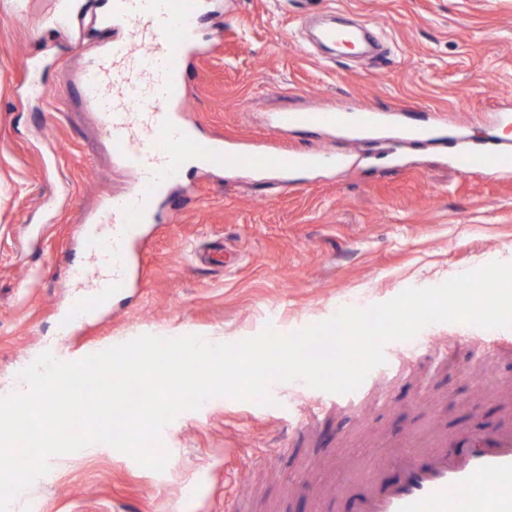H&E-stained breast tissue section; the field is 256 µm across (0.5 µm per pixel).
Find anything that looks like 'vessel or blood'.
<instances>
[{
	"label": "vessel or blood",
	"mask_w": 512,
	"mask_h": 512,
	"mask_svg": "<svg viewBox=\"0 0 512 512\" xmlns=\"http://www.w3.org/2000/svg\"><path fill=\"white\" fill-rule=\"evenodd\" d=\"M205 0H112V25L124 32L82 72L84 97L115 156L136 175L127 196L107 199L101 224L84 229L82 245L94 274L83 270L72 278L90 287L97 299L123 293L132 280L134 255L144 227L153 222L160 197L168 192L187 160L228 169L299 170L336 165L327 153L285 154L266 145L237 148L220 138L199 135L182 116L185 95L182 72L187 55L198 47L196 19ZM364 127L377 119L366 108L282 112L278 129L343 127L352 115ZM401 138L417 144L426 138L446 139L447 128L400 124ZM512 157V147L475 143L458 160L471 173L499 168ZM476 349L493 346L512 355V335L471 337ZM400 479L363 482L344 490L348 512H512V421L485 431L458 429L436 439L435 448H405L391 459Z\"/></svg>",
	"instance_id": "1"
}]
</instances>
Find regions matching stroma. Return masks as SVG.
<instances>
[{
	"label": "stroma",
	"instance_id": "1",
	"mask_svg": "<svg viewBox=\"0 0 512 512\" xmlns=\"http://www.w3.org/2000/svg\"><path fill=\"white\" fill-rule=\"evenodd\" d=\"M109 2L83 0L62 27V0H0V387L46 351L76 361L142 334H287L512 262V172L468 173L452 145L460 133H512L500 112L512 103V0H217L199 21L206 50L185 70L186 121L231 143L329 151L343 163L285 178L186 169L146 227L137 285L60 335L61 315L93 298L67 278L89 264L80 227L134 180L77 80L121 35L98 23ZM326 11L377 24L380 54L324 62L308 39ZM348 104L415 125L444 114L449 140L271 124L280 112ZM474 331L434 323L400 342L414 359L374 373L354 412L300 379L271 383L266 404L208 399L163 429L160 473L104 443L53 457L7 512H27L32 499L42 512H226L235 502L242 512H345L336 487L364 481L372 464L395 480L387 460L407 443L429 449L435 433L512 419V355L485 361L466 341ZM427 336L455 337L450 362L435 359ZM485 373L497 397L480 395ZM310 402L325 409L304 426ZM282 440L288 452L265 466Z\"/></svg>",
	"mask_w": 512,
	"mask_h": 512
}]
</instances>
